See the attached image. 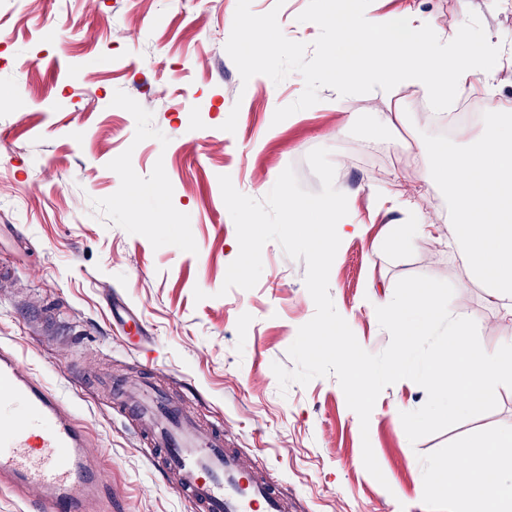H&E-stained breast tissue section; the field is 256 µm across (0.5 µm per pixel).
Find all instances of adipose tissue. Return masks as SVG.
Segmentation results:
<instances>
[{"mask_svg":"<svg viewBox=\"0 0 512 512\" xmlns=\"http://www.w3.org/2000/svg\"><path fill=\"white\" fill-rule=\"evenodd\" d=\"M403 20L404 39L396 37L391 17L367 10L336 28L337 44L388 48L392 64H373L366 71L367 80L380 89L411 87L444 103L471 90L475 77L493 69L492 55L474 50L464 26L447 33L409 9ZM431 157L436 172L448 177L455 220L433 224L419 206L405 200L404 220L391 228L390 239L413 243L438 232L455 243L459 263L482 283L486 302L501 314L499 344L488 348L479 343L480 322L448 320L449 309L438 304L434 290H420L404 301L386 297L379 304L388 311L389 330L402 339L403 355L394 366L398 372L418 367L419 337L447 321L449 340L439 349L436 364L448 368L451 377L436 382L435 392L449 411L470 413L487 401L489 381L512 382V106L500 104L486 112L480 137L464 153L444 147ZM479 445L484 450L481 467L445 476L433 467L426 479H443L449 499L462 504L464 512H512V456L503 454L512 447V428L486 430Z\"/></svg>","mask_w":512,"mask_h":512,"instance_id":"adipose-tissue-1","label":"adipose tissue"}]
</instances>
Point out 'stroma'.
<instances>
[{"label":"stroma","instance_id":"35a3bbf8","mask_svg":"<svg viewBox=\"0 0 512 512\" xmlns=\"http://www.w3.org/2000/svg\"><path fill=\"white\" fill-rule=\"evenodd\" d=\"M376 13L411 6L450 29L466 22L497 59L471 97L512 103V0H368ZM349 0H0V344L14 348L78 409L112 468V512H194L154 466L136 427L115 411L102 380L140 376L191 402L241 461L259 467L289 512H452L424 482L437 463L479 464L480 436L512 424V389L495 410L410 443L400 414L426 391L404 379L380 393L361 430L335 376L280 391L273 363L315 314L304 260L274 241L250 290L223 291L239 245L219 178L263 198L286 167L321 189L306 162L330 151L334 185L356 202L360 236L343 240L329 273L338 313L376 354L390 343L375 297L433 286L457 319L479 320L492 346L499 313L469 282L454 244H386L401 193L434 223L448 181L423 183L438 138L408 112L402 90L382 95L356 81L337 100L323 65ZM272 27L255 47L235 20ZM402 115L393 129L382 113ZM412 166L394 165L407 140ZM163 182L164 193L151 188ZM206 297L195 301V290ZM122 297L152 342L129 343L113 317ZM370 441L385 476L364 467Z\"/></svg>","mask_w":512,"mask_h":512}]
</instances>
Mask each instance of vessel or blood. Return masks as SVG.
<instances>
[{
  "label": "vessel or blood",
  "instance_id": "b4317fda",
  "mask_svg": "<svg viewBox=\"0 0 512 512\" xmlns=\"http://www.w3.org/2000/svg\"><path fill=\"white\" fill-rule=\"evenodd\" d=\"M118 400L157 449L159 473L176 476L178 492L196 512H286L283 494L225 447L223 430L202 426L163 394L122 392ZM90 455L69 403L1 345L0 491L24 499L39 486V498L22 512H107L111 474Z\"/></svg>",
  "mask_w": 512,
  "mask_h": 512
}]
</instances>
